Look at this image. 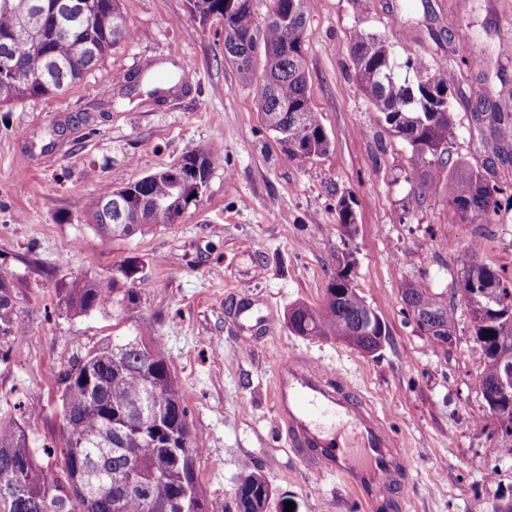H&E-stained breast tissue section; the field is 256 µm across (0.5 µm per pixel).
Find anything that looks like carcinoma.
Instances as JSON below:
<instances>
[{"label": "carcinoma", "mask_w": 512, "mask_h": 512, "mask_svg": "<svg viewBox=\"0 0 512 512\" xmlns=\"http://www.w3.org/2000/svg\"><path fill=\"white\" fill-rule=\"evenodd\" d=\"M58 0H0V104L25 97L58 94L80 81L115 46L132 38L118 0H76L78 10L64 34L56 33ZM199 25L224 20L240 43L224 59L240 78L254 86L263 124L291 158L329 152L330 141L308 91L304 42L306 0H272L265 17L256 16L253 0H188ZM36 14L41 46L13 35L20 20ZM352 63L364 95L387 131L408 144V163L427 178L414 187L422 199L435 186L431 178L448 169L443 186L452 209L498 214L501 200L512 201V186L490 183L486 176L457 159L449 162L448 145L457 138V123L448 102L454 72L431 70L418 58L404 66L417 72L415 85L397 80L392 46L380 35L357 30L352 35ZM165 90L183 88L181 76L169 75ZM437 94H432L431 90ZM221 163L207 146H197L181 160L182 170L199 168L200 181ZM181 187L166 169L156 170L119 188L106 187L92 201L90 220L101 238L122 239L160 224H173L181 211L164 208ZM351 196L342 194L336 212L344 233L355 231ZM139 268L129 263L123 278L73 280L56 290L57 306L72 315L108 307L132 311L142 304ZM472 316L474 340L483 369L480 390L496 418L498 447L512 454V394L503 393L505 362L512 359V277L490 267L481 246L466 248L460 288ZM402 300L419 330L449 336L448 305L421 282H409ZM288 330L305 337L344 339L372 352L386 324L336 270L318 307L297 304L284 316ZM25 333L15 286L0 272V362ZM61 443L32 447L25 420L0 417V512H208L211 493L196 473L201 444L193 434L181 386L172 374L164 345L129 335L109 341L70 363L62 372ZM274 494L269 482L248 467L235 492L236 512H266Z\"/></svg>", "instance_id": "cac0c4a2"}]
</instances>
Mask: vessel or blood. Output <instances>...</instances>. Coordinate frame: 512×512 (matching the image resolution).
<instances>
[{
  "instance_id": "1",
  "label": "vessel or blood",
  "mask_w": 512,
  "mask_h": 512,
  "mask_svg": "<svg viewBox=\"0 0 512 512\" xmlns=\"http://www.w3.org/2000/svg\"><path fill=\"white\" fill-rule=\"evenodd\" d=\"M272 400L278 430L310 472L343 482L366 512H390L409 481L408 456L374 403L298 355L277 365Z\"/></svg>"
}]
</instances>
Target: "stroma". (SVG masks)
Masks as SVG:
<instances>
[{"label":"stroma","mask_w":512,"mask_h":512,"mask_svg":"<svg viewBox=\"0 0 512 512\" xmlns=\"http://www.w3.org/2000/svg\"><path fill=\"white\" fill-rule=\"evenodd\" d=\"M133 38L60 95L0 107V271L20 291L27 337L0 362V414L37 410L35 445L60 440L61 372L102 342L130 331L157 338L184 393L193 433L204 444L199 478L215 512L232 505L244 465L275 494L267 512H363L333 477L308 472L277 433L271 388L277 362L309 355L341 372L384 412L408 453L410 481L397 512H495L512 503V454L490 433L479 390L480 350L460 300L465 249L480 241L486 262L512 269V211L450 216L433 189L415 199L409 146L390 135L363 96L350 37H387L398 61L420 58L457 72L449 102L458 137L450 156L487 179L512 184V136L480 117V102L512 111V0H308L304 45L308 89L331 140L321 158L294 160L262 125L254 90L224 59V24L196 23L188 0H120ZM468 39L456 36L458 27ZM188 69L191 85L166 96L123 98L117 73ZM64 125L48 151H30ZM204 144L223 157L200 201L176 223L105 245L89 219L103 186L121 187L181 161ZM354 199L356 229L343 234L339 194ZM386 323L374 354L289 332L297 303L319 305L342 257ZM136 262L143 303L71 316L55 290L79 278L119 275ZM426 279L454 318L448 348L430 342L402 312L401 290ZM271 309L275 330L239 338V305Z\"/></svg>","instance_id":"stroma-1"}]
</instances>
